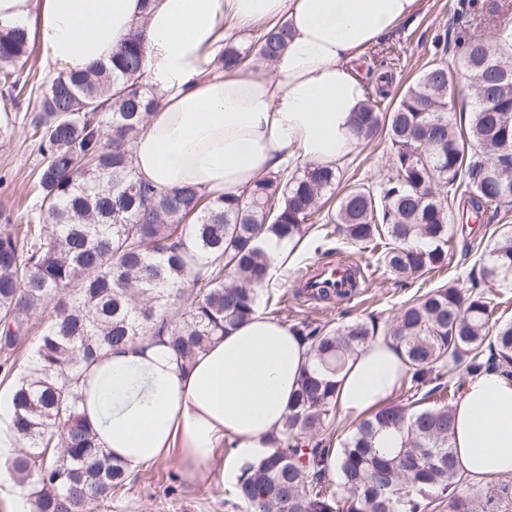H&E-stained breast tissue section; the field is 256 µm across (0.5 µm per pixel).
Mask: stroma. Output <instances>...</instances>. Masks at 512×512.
Listing matches in <instances>:
<instances>
[{
	"label": "stroma",
	"instance_id": "35a3bbf8",
	"mask_svg": "<svg viewBox=\"0 0 512 512\" xmlns=\"http://www.w3.org/2000/svg\"><path fill=\"white\" fill-rule=\"evenodd\" d=\"M470 2L473 16L470 34L488 39L500 27L512 26V0ZM451 4L452 0H421L414 16L385 39V46L402 56L394 72V88L410 83L432 61L431 40L438 30H447L449 40H456L458 31L453 27ZM36 107V97L23 99L13 136L0 144V224H25L33 221L38 213L35 175L41 156L38 140L27 122ZM337 166L341 182L336 185V192H343L346 185L353 183H379L388 175L389 149L381 139L360 143ZM464 243V237H455L446 267L403 286L377 263L376 252L346 240L335 232L333 224L322 221L308 225L294 258L274 271L275 291L286 298L277 318L287 325L309 321L335 327L374 315L380 324H391L404 305L422 298L435 287L454 282L467 285L468 274L480 251L465 250ZM340 260L360 267L364 278L363 288L351 300L339 305L326 304L298 294L299 280L306 270ZM231 498L229 485L217 479L209 483L193 480L174 462L164 460L132 474L128 485L95 512H237Z\"/></svg>",
	"mask_w": 512,
	"mask_h": 512
}]
</instances>
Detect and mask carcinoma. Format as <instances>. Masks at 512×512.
<instances>
[{
  "label": "carcinoma",
  "instance_id": "cac0c4a2",
  "mask_svg": "<svg viewBox=\"0 0 512 512\" xmlns=\"http://www.w3.org/2000/svg\"><path fill=\"white\" fill-rule=\"evenodd\" d=\"M287 25L264 28L252 46L273 61ZM33 50L23 26L0 28V95L20 104L29 79L16 65ZM473 103L470 123L448 112L456 84L437 61L390 99L400 55L380 60L372 98L355 115L354 135L388 139L391 173L378 187L353 184L330 217L351 242L378 251L377 261L406 285L448 259L454 201L480 213L512 199V27L488 42L458 46ZM249 52L228 45L213 71L245 65ZM143 33L134 30L112 67L62 71L46 84L30 125L43 164L36 176L43 223L0 225V353H18L30 318L48 303L53 314L11 403L23 447L11 461L29 487L32 512H81L105 505L126 486L121 463L95 443L77 412L84 367L106 346L149 333L190 358L213 337L254 313L271 279L264 237L294 240L316 218L339 180L333 165L280 168L240 196L185 185L167 191L133 166V142L160 98L143 82ZM192 235L195 253L184 246ZM470 286L439 287L398 313L383 338L401 356L411 392L362 418L355 431L324 446L336 422V376L378 337L375 317L336 328L292 326L311 351L272 452L247 462L235 486L241 512H512V479L489 481L475 495L451 445L453 406L468 380L487 372L512 378V322L493 319L492 291L512 284V230L502 228L479 259ZM348 268L344 287L312 290L344 301L361 286ZM383 434L399 437L385 448Z\"/></svg>",
  "mask_w": 512,
  "mask_h": 512
}]
</instances>
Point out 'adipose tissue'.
Wrapping results in <instances>:
<instances>
[{"label":"adipose tissue","instance_id":"adipose-tissue-1","mask_svg":"<svg viewBox=\"0 0 512 512\" xmlns=\"http://www.w3.org/2000/svg\"><path fill=\"white\" fill-rule=\"evenodd\" d=\"M419 0H0V25L34 34L59 70L110 64L142 26L147 79L162 96L134 143L155 187L238 195L296 157L333 164L355 146L368 98L356 66ZM286 20L287 48L268 67L207 74L223 27ZM310 351L263 311L214 337L192 359L162 336L107 348L86 368L77 411L127 471L175 461L202 482L233 478L271 451ZM403 361L381 339L351 357L337 403L352 418L386 403ZM453 446L472 481L512 474V380L472 379L454 407Z\"/></svg>","mask_w":512,"mask_h":512}]
</instances>
